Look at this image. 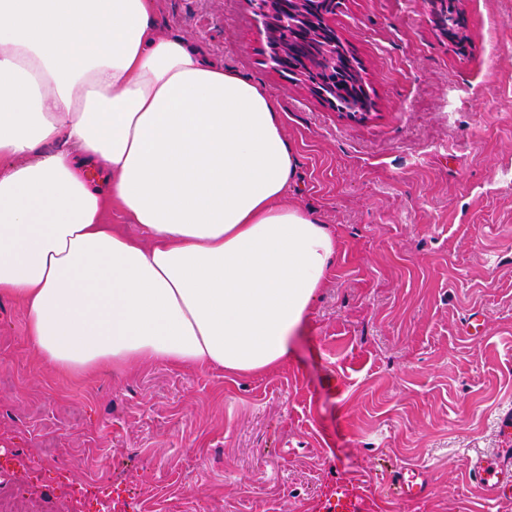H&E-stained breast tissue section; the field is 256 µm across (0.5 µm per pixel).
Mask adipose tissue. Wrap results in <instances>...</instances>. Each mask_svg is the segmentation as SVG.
<instances>
[{"instance_id": "adipose-tissue-1", "label": "adipose tissue", "mask_w": 512, "mask_h": 512, "mask_svg": "<svg viewBox=\"0 0 512 512\" xmlns=\"http://www.w3.org/2000/svg\"><path fill=\"white\" fill-rule=\"evenodd\" d=\"M158 10L0 0V298L73 375L264 373L288 359L336 238L288 200L276 98Z\"/></svg>"}]
</instances>
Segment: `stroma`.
Wrapping results in <instances>:
<instances>
[{
    "instance_id": "obj_1",
    "label": "stroma",
    "mask_w": 512,
    "mask_h": 512,
    "mask_svg": "<svg viewBox=\"0 0 512 512\" xmlns=\"http://www.w3.org/2000/svg\"><path fill=\"white\" fill-rule=\"evenodd\" d=\"M340 0L332 24L375 102L352 118L270 68L248 0H161L159 23L277 98L290 198L336 258L293 350L266 373L163 363L45 366L0 299V479L15 512H321L357 485L376 512H512L468 480L512 406V0ZM483 313L484 337L466 319ZM422 468L406 502L392 471ZM432 4V22L434 26L448 38L450 41H456L452 36V29L447 24V5H448V21L454 19V14H458L455 6L457 0H430Z\"/></svg>"
}]
</instances>
